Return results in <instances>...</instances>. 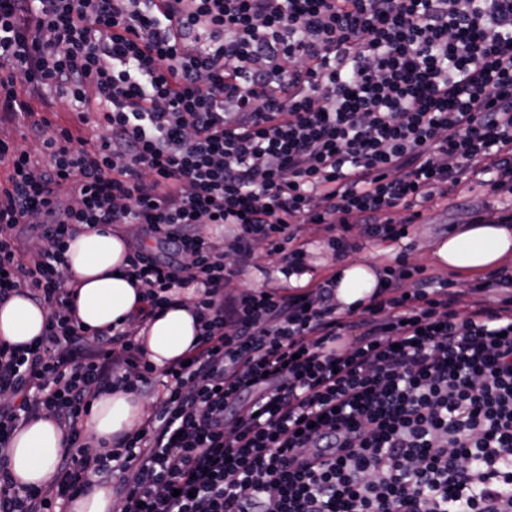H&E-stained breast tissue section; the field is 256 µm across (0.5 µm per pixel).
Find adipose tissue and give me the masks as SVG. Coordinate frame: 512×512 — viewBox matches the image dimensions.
Segmentation results:
<instances>
[{"mask_svg":"<svg viewBox=\"0 0 512 512\" xmlns=\"http://www.w3.org/2000/svg\"><path fill=\"white\" fill-rule=\"evenodd\" d=\"M128 252L125 238L111 226L81 227L67 242L65 287L76 290L75 315L84 326L103 329L130 319L142 307V295L120 269ZM438 266L453 272L459 285L502 269L512 259V226L464 224L440 240L432 253ZM336 304L339 312L362 308L382 296L378 266L343 261L337 263ZM48 310L23 295L0 305V338L27 344L42 336ZM200 338V327L191 307H173L148 320L140 341L148 359L159 368L178 361ZM143 404L134 393L116 388L92 403L84 426L98 441L113 442L140 423ZM68 448L64 432L53 418L28 420L13 434L8 449L10 471L23 485H45L55 480L56 462Z\"/></svg>","mask_w":512,"mask_h":512,"instance_id":"obj_1","label":"adipose tissue"}]
</instances>
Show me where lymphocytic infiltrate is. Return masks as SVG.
I'll use <instances>...</instances> for the list:
<instances>
[{"label": "lymphocytic infiltrate", "instance_id": "1", "mask_svg": "<svg viewBox=\"0 0 512 512\" xmlns=\"http://www.w3.org/2000/svg\"><path fill=\"white\" fill-rule=\"evenodd\" d=\"M54 97L78 125L40 114ZM2 123L39 151L0 139V305L22 294L49 319L29 344L0 338V512H67L111 481L119 512H512V277L461 307L402 260L343 314L331 276L224 292L259 244L303 270L306 224L341 254L476 185L512 202V0H0ZM86 224L145 236L125 268L145 305L124 327H84L63 286ZM183 302L200 339L157 368L139 330ZM157 376L141 423L95 446L97 396ZM41 415L69 449L54 482L20 485L6 449Z\"/></svg>", "mask_w": 512, "mask_h": 512}]
</instances>
